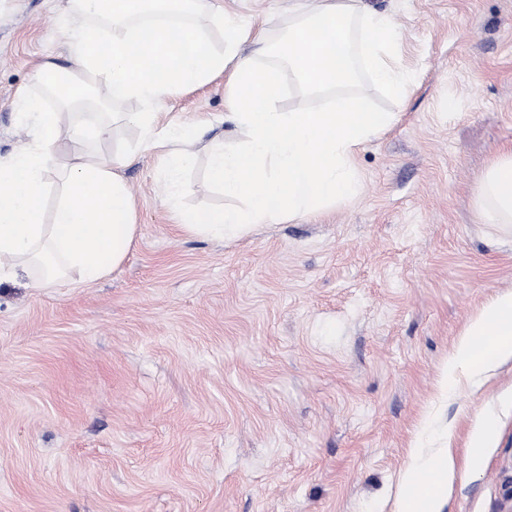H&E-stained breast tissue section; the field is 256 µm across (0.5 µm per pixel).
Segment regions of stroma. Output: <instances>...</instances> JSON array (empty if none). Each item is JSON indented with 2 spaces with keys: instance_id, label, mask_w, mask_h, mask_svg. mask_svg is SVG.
Returning <instances> with one entry per match:
<instances>
[{
  "instance_id": "1",
  "label": "stroma",
  "mask_w": 512,
  "mask_h": 512,
  "mask_svg": "<svg viewBox=\"0 0 512 512\" xmlns=\"http://www.w3.org/2000/svg\"><path fill=\"white\" fill-rule=\"evenodd\" d=\"M67 0H0V156L30 130L14 105L38 63L64 60ZM254 24L294 0H223ZM403 28L405 101L359 92L392 129L356 156L362 193L226 242L164 207L158 157L120 167L138 231L93 282L0 284V512H395L414 446L474 425L495 437L442 512H501L512 487V360L438 384L481 306L512 291V229L480 223L475 190L512 147V0H362ZM224 81L163 118L232 138ZM188 210L224 207L199 155Z\"/></svg>"
}]
</instances>
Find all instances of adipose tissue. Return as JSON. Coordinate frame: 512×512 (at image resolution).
Returning <instances> with one entry per match:
<instances>
[{
  "instance_id": "adipose-tissue-1",
  "label": "adipose tissue",
  "mask_w": 512,
  "mask_h": 512,
  "mask_svg": "<svg viewBox=\"0 0 512 512\" xmlns=\"http://www.w3.org/2000/svg\"><path fill=\"white\" fill-rule=\"evenodd\" d=\"M214 30L223 47L214 46ZM64 34L68 65L48 59L33 75L47 89L66 82L59 108L49 109L43 96L19 90L16 110L32 138L0 157V278L24 275L35 288L72 273L93 282L123 263L137 232L136 204L116 168L136 154L163 157L164 203L192 237L234 239L358 198L355 156L397 120L396 113L374 110L357 93L359 77L369 74L401 102L413 81L396 61L398 21L385 11L360 9L357 0H306L277 39L270 24L256 28L227 16L220 0H69ZM247 43L254 51L245 55L241 48ZM219 77L224 118L237 132L233 143H204L194 126L162 123L159 109L166 100ZM290 79L307 98L306 107H280ZM128 101L141 104V111H119ZM81 106L96 110L98 119L71 122V110ZM118 121L142 129L134 151L62 163L65 138L92 145L107 139ZM199 144L209 180L230 206H180L182 175L194 165ZM474 205L481 223L512 224V148L492 161ZM476 336L486 337L483 350H474ZM511 358L507 293L484 304L460 333L440 391L455 392L456 369L486 376ZM456 473L451 446L413 452L403 481L419 489L398 512H441Z\"/></svg>"
}]
</instances>
